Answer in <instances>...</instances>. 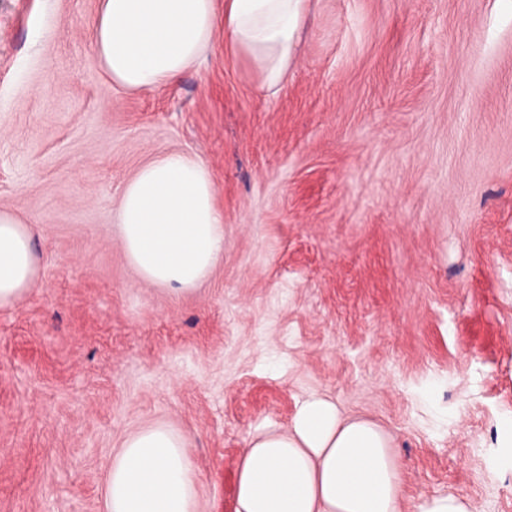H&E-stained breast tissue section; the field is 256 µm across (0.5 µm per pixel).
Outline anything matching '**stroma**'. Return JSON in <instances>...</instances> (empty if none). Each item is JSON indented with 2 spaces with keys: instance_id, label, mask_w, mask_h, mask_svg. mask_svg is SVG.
Listing matches in <instances>:
<instances>
[{
  "instance_id": "35a3bbf8",
  "label": "stroma",
  "mask_w": 512,
  "mask_h": 512,
  "mask_svg": "<svg viewBox=\"0 0 512 512\" xmlns=\"http://www.w3.org/2000/svg\"><path fill=\"white\" fill-rule=\"evenodd\" d=\"M99 0H0V210L35 288L0 309V512H105L131 432L171 426L200 512H233L249 434L308 397L376 423L403 512H512V0H308L278 92L216 35L129 92ZM202 160L224 255L190 294L115 233L137 169ZM470 501L460 495L448 494V496L435 499L424 512H473Z\"/></svg>"
}]
</instances>
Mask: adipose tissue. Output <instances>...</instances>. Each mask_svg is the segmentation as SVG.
<instances>
[{"label": "adipose tissue", "instance_id": "obj_1", "mask_svg": "<svg viewBox=\"0 0 512 512\" xmlns=\"http://www.w3.org/2000/svg\"><path fill=\"white\" fill-rule=\"evenodd\" d=\"M307 0H100L94 47L115 85L157 90L192 67L223 32L261 88L284 83ZM208 167L181 152L143 165L127 182L117 234L146 283L188 294L224 253V212ZM38 257L18 214L0 210V308L36 284ZM403 486L390 440L375 423L342 417L313 397L289 427L255 433L236 472L234 512H400ZM105 512H198L183 437L155 425L128 435L112 459Z\"/></svg>", "mask_w": 512, "mask_h": 512}]
</instances>
